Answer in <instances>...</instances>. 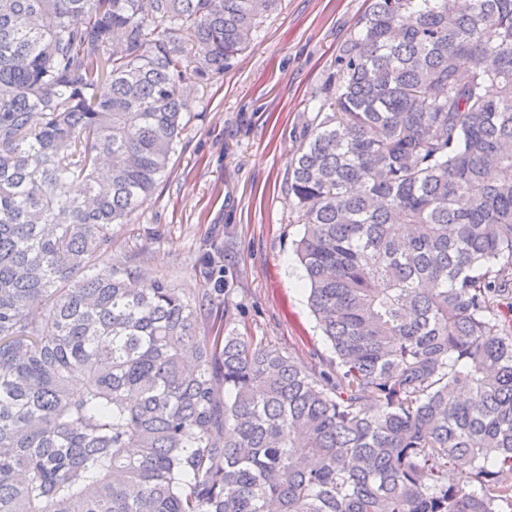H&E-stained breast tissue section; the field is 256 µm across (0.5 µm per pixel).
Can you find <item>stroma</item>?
Masks as SVG:
<instances>
[{"instance_id":"stroma-1","label":"stroma","mask_w":512,"mask_h":512,"mask_svg":"<svg viewBox=\"0 0 512 512\" xmlns=\"http://www.w3.org/2000/svg\"><path fill=\"white\" fill-rule=\"evenodd\" d=\"M367 0H280L221 74L191 84L185 129L156 190L113 228V256L136 254L148 277L190 297L209 293L199 323L262 339L323 369L331 354L308 306L295 243L288 164ZM223 274L203 279L202 256Z\"/></svg>"}]
</instances>
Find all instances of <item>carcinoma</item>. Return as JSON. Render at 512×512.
I'll use <instances>...</instances> for the list:
<instances>
[{
  "label": "carcinoma",
  "instance_id": "cac0c4a2",
  "mask_svg": "<svg viewBox=\"0 0 512 512\" xmlns=\"http://www.w3.org/2000/svg\"><path fill=\"white\" fill-rule=\"evenodd\" d=\"M277 2L0 0V512H512V0L339 47L288 168L329 370L112 258Z\"/></svg>",
  "mask_w": 512,
  "mask_h": 512
}]
</instances>
